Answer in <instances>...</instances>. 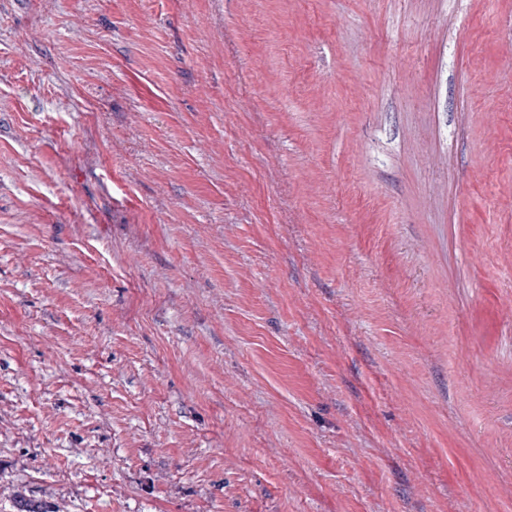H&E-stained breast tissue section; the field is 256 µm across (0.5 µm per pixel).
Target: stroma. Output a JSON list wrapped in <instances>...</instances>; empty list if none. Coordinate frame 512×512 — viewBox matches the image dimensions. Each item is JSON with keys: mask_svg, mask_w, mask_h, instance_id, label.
I'll return each instance as SVG.
<instances>
[{"mask_svg": "<svg viewBox=\"0 0 512 512\" xmlns=\"http://www.w3.org/2000/svg\"><path fill=\"white\" fill-rule=\"evenodd\" d=\"M512 512V0H0V512Z\"/></svg>", "mask_w": 512, "mask_h": 512, "instance_id": "35a3bbf8", "label": "stroma"}]
</instances>
